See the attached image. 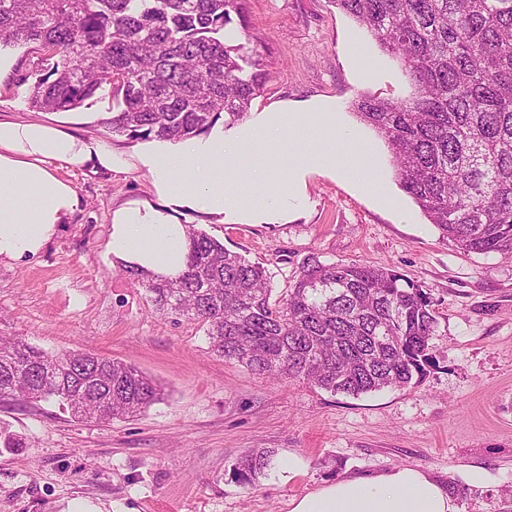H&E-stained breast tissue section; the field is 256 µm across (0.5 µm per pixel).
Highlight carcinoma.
I'll list each match as a JSON object with an SVG mask.
<instances>
[{"label": "carcinoma", "instance_id": "1", "mask_svg": "<svg viewBox=\"0 0 512 512\" xmlns=\"http://www.w3.org/2000/svg\"><path fill=\"white\" fill-rule=\"evenodd\" d=\"M400 60L409 99L363 93L352 110L389 148L401 189L465 252L512 254V0H333ZM244 0H0V49L34 44L39 110L80 107L112 87L108 132L184 141L243 119L269 79L261 55L224 42ZM175 280L123 268L153 312L205 327L210 352L262 375L360 396L408 387L434 364L432 300L396 271L302 262L284 300L264 267L189 227ZM163 387L86 351L46 352L0 337V401H54L78 420L134 418ZM26 447L0 425V453ZM259 448L233 467L252 486L273 463Z\"/></svg>", "mask_w": 512, "mask_h": 512}]
</instances>
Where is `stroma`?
I'll list each match as a JSON object with an SVG mask.
<instances>
[{"label":"stroma","instance_id":"35a3bbf8","mask_svg":"<svg viewBox=\"0 0 512 512\" xmlns=\"http://www.w3.org/2000/svg\"><path fill=\"white\" fill-rule=\"evenodd\" d=\"M245 19L238 41L270 69L253 107L325 97L348 116L360 93H412L400 63L331 0H246ZM38 55L0 51L1 120H49L25 100ZM371 61L375 73L359 77ZM111 109L106 87L67 114V128L100 139L125 165L57 166L83 206L38 257L0 260V333L120 359L164 396L136 418L92 422L52 402L0 403V420L26 442L0 454V512H290L293 497L323 483L398 466L458 486L464 512H512V254L458 249L396 184L389 207L313 177L309 210L286 224H221L185 211L181 223L262 264L273 297L287 295L311 255L391 268L432 297L435 363L416 386L353 397L257 374L210 354L196 322L155 314L114 265L113 210L158 196L142 163L155 142L107 132L100 118ZM254 448L273 450V464L245 487L232 469ZM292 459L300 465L290 477ZM474 470L484 474L477 485Z\"/></svg>","mask_w":512,"mask_h":512}]
</instances>
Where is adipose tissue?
I'll return each instance as SVG.
<instances>
[{
  "mask_svg": "<svg viewBox=\"0 0 512 512\" xmlns=\"http://www.w3.org/2000/svg\"><path fill=\"white\" fill-rule=\"evenodd\" d=\"M106 170L120 159L102 142L44 121L0 120V258L32 259L70 223L82 201L56 163ZM163 207L133 202L112 214L115 261L162 278L185 269L188 208L225 224H285L308 203V180L337 177L358 194L391 202L384 160L333 101L274 103L206 140L168 143L144 159ZM290 512H462L457 496L418 467L347 477L293 498Z\"/></svg>",
  "mask_w": 512,
  "mask_h": 512,
  "instance_id": "obj_1",
  "label": "adipose tissue"
}]
</instances>
